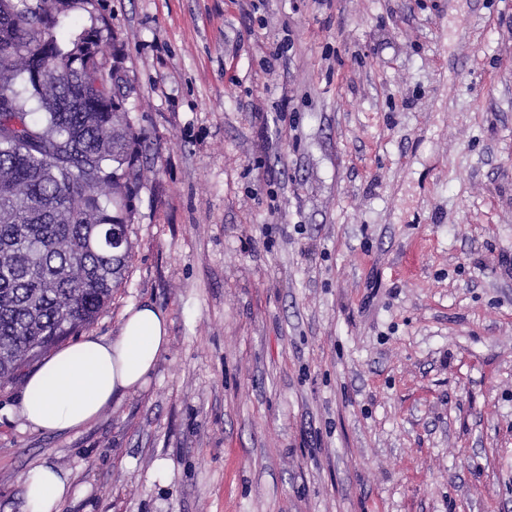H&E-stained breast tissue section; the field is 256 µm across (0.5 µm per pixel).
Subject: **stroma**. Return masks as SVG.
I'll return each mask as SVG.
<instances>
[{"label":"stroma","instance_id":"obj_1","mask_svg":"<svg viewBox=\"0 0 512 512\" xmlns=\"http://www.w3.org/2000/svg\"><path fill=\"white\" fill-rule=\"evenodd\" d=\"M95 5L141 177L87 332L169 344L63 435L0 386V512L44 463L62 512H512V0Z\"/></svg>","mask_w":512,"mask_h":512}]
</instances>
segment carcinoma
Instances as JSON below:
<instances>
[{"label":"carcinoma","mask_w":512,"mask_h":512,"mask_svg":"<svg viewBox=\"0 0 512 512\" xmlns=\"http://www.w3.org/2000/svg\"><path fill=\"white\" fill-rule=\"evenodd\" d=\"M90 4L0 0V383L93 324L132 257L127 83L98 28L67 52L55 37L60 13Z\"/></svg>","instance_id":"cac0c4a2"}]
</instances>
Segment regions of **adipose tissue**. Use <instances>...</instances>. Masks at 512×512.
I'll return each mask as SVG.
<instances>
[{"mask_svg":"<svg viewBox=\"0 0 512 512\" xmlns=\"http://www.w3.org/2000/svg\"><path fill=\"white\" fill-rule=\"evenodd\" d=\"M166 316L149 303L130 309L118 336H86L50 355L25 380L17 412L34 429L65 434L93 420L126 390L144 384L167 350ZM26 512H61L70 477L39 465L24 478Z\"/></svg>","mask_w":512,"mask_h":512,"instance_id":"1","label":"adipose tissue"}]
</instances>
